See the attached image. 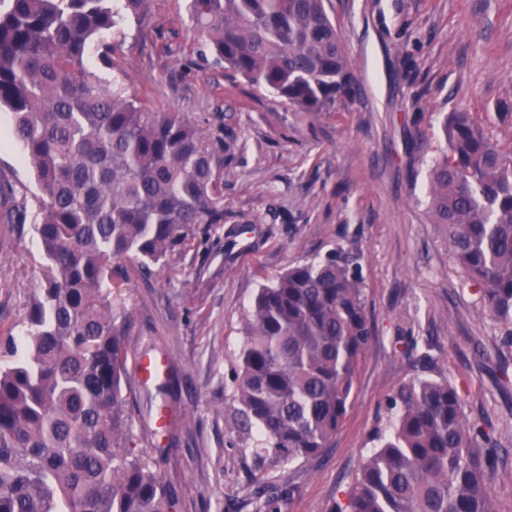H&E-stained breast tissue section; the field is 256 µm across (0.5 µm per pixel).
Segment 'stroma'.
Returning <instances> with one entry per match:
<instances>
[{
    "label": "stroma",
    "mask_w": 512,
    "mask_h": 512,
    "mask_svg": "<svg viewBox=\"0 0 512 512\" xmlns=\"http://www.w3.org/2000/svg\"><path fill=\"white\" fill-rule=\"evenodd\" d=\"M356 75L344 116L297 112L200 55L187 0H150L144 21L109 35L102 77L182 113L224 143V221L151 275H132L112 304L128 358L163 356L159 384L133 385L128 413L138 447L161 458L180 512H255L259 491L280 512H334L344 504L388 399L418 379H445L465 418L486 434L495 512H512V347L456 265L443 225L427 209L429 170L444 149L441 121L470 112L503 147L512 125V0H325ZM0 174L29 211L43 198L0 110ZM343 247L361 255L372 341L353 399L329 448L255 477L230 444L226 415L244 317L266 277ZM31 229L0 224V337L24 330L40 286Z\"/></svg>",
    "instance_id": "1"
}]
</instances>
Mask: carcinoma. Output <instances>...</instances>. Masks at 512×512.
<instances>
[{
    "mask_svg": "<svg viewBox=\"0 0 512 512\" xmlns=\"http://www.w3.org/2000/svg\"><path fill=\"white\" fill-rule=\"evenodd\" d=\"M148 0H0V108L35 169L33 215L0 177V224L31 221L42 281L25 335L0 345V512H178L160 462L136 447L123 330L102 290L145 273L202 224L224 223V167L198 125L86 66ZM206 51L299 112L354 97L324 0H188ZM429 174L434 223L512 342V147L464 111L442 123ZM372 337L359 254L295 262L261 286L232 376L230 443L260 469L320 455L340 428ZM337 512H494L480 430L448 381L419 379Z\"/></svg>",
    "mask_w": 512,
    "mask_h": 512,
    "instance_id": "1",
    "label": "carcinoma"
}]
</instances>
